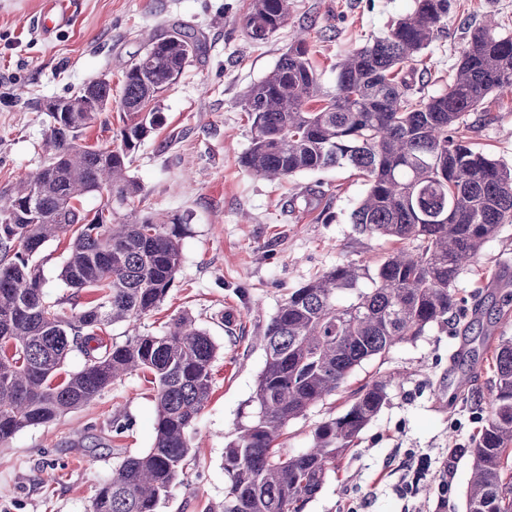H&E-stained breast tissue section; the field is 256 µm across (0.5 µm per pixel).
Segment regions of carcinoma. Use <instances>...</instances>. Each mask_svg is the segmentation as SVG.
Here are the masks:
<instances>
[{
	"label": "carcinoma",
	"instance_id": "cac0c4a2",
	"mask_svg": "<svg viewBox=\"0 0 512 512\" xmlns=\"http://www.w3.org/2000/svg\"><path fill=\"white\" fill-rule=\"evenodd\" d=\"M289 0H250L246 33L273 36ZM449 0H414L384 36L336 65V94L322 93L306 38L246 95L251 146L240 163L282 179L303 171L350 167L368 182L351 214L362 231L400 244L370 270L337 265L288 297L268 323L265 365L248 424L224 451L228 485L222 512H303L337 462L387 399L374 380L355 390L345 410L318 425L297 453L279 443L288 422L333 395L363 361L434 325L457 320L455 284L501 224L512 223V167L471 142L464 117L493 93H512V36L486 22L469 31L448 91L412 97L407 75L447 24ZM200 50L198 37L175 30L150 43L124 73L121 144H82L91 100L112 98L108 79L61 97L52 112L47 159L21 178L0 208V444L85 406L118 379L146 370L156 386L152 448L126 455L94 494L89 512H156L183 473L194 444L190 429L213 389L218 347L181 315L160 335L108 347L99 331L155 311L181 262L179 226L168 228L134 206L140 185L129 175L134 153L160 123L152 103ZM91 192L128 206L122 222L100 211L88 218ZM72 233L61 278L94 299L67 315L48 299L38 257L44 244ZM413 244L412 248L404 243ZM369 281L366 287L363 281ZM83 367L61 369L72 350ZM490 415L461 449L471 464L465 512H512V341L492 357Z\"/></svg>",
	"mask_w": 512,
	"mask_h": 512
}]
</instances>
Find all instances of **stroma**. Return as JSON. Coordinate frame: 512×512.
Masks as SVG:
<instances>
[{"label": "stroma", "mask_w": 512, "mask_h": 512, "mask_svg": "<svg viewBox=\"0 0 512 512\" xmlns=\"http://www.w3.org/2000/svg\"><path fill=\"white\" fill-rule=\"evenodd\" d=\"M250 0H75L70 22L51 37L36 21L45 0H0V204L44 160L49 98L98 78L120 101L133 55L180 27L202 42L178 80L157 100V131L135 152L131 176L147 214L179 220L181 266L153 313L107 325L105 343L160 333L190 315L218 347L213 394L192 427L195 459L157 512H218L227 478L224 448L255 410L264 367L259 341L289 291L336 265L376 267L391 245L363 232L351 213L368 185L349 168L305 171L269 181L240 166L251 145L243 98L305 32L324 91L336 90V63L383 36L413 0H290L282 28L257 42L243 30ZM494 18L512 35V0H451L448 22L422 55L413 88L447 91L471 26ZM487 117L469 114L473 142L512 166V95L489 98ZM66 241H48L45 291L72 314L90 296L59 273ZM512 281V224L499 225L456 290L462 327H431L354 369L341 389L284 428L283 447L311 444L317 425L346 407L360 385L384 379L387 400L304 512H464L470 465L462 454L488 415L494 347L512 339V305L494 276ZM154 390L142 374L116 381L96 401L17 433L0 446V512H87L97 487L123 455L152 447ZM126 423L112 432L113 418Z\"/></svg>", "instance_id": "stroma-1"}]
</instances>
